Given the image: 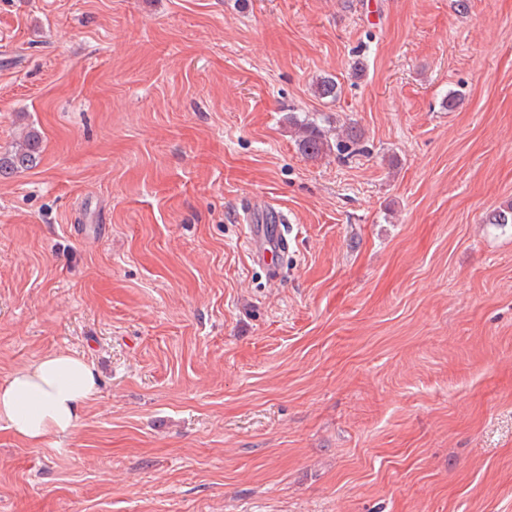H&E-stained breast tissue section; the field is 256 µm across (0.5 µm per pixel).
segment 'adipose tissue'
Wrapping results in <instances>:
<instances>
[{
	"label": "adipose tissue",
	"mask_w": 512,
	"mask_h": 512,
	"mask_svg": "<svg viewBox=\"0 0 512 512\" xmlns=\"http://www.w3.org/2000/svg\"><path fill=\"white\" fill-rule=\"evenodd\" d=\"M98 383L97 371L83 357L46 355L0 381V422L30 445L55 444L76 428Z\"/></svg>",
	"instance_id": "adipose-tissue-1"
}]
</instances>
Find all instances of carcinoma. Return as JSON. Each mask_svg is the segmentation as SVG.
Wrapping results in <instances>:
<instances>
[{
	"label": "carcinoma",
	"mask_w": 512,
	"mask_h": 512,
	"mask_svg": "<svg viewBox=\"0 0 512 512\" xmlns=\"http://www.w3.org/2000/svg\"><path fill=\"white\" fill-rule=\"evenodd\" d=\"M315 96L334 101L340 94V86L331 76H325L314 85ZM288 122L295 127L298 149L308 159H317L328 152H337V158L349 157L365 152L364 132L356 125H348L343 130L331 135L313 121H297L288 117ZM41 135L35 130L27 133L6 156L0 155V177L27 171L37 166L41 152Z\"/></svg>",
	"instance_id": "obj_1"
}]
</instances>
